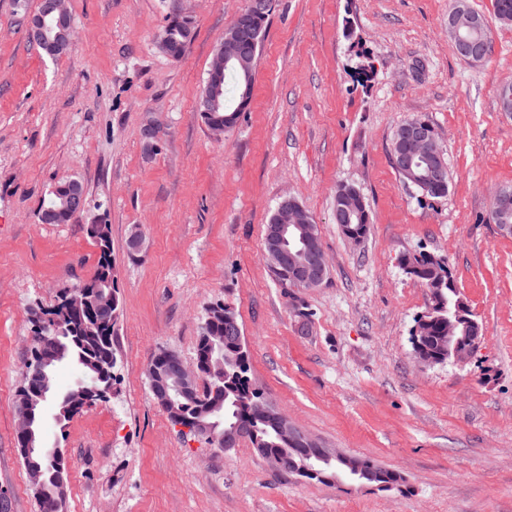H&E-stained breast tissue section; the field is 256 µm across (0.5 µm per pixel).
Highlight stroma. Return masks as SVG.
I'll list each match as a JSON object with an SVG mask.
<instances>
[{
    "instance_id": "obj_1",
    "label": "stroma",
    "mask_w": 512,
    "mask_h": 512,
    "mask_svg": "<svg viewBox=\"0 0 512 512\" xmlns=\"http://www.w3.org/2000/svg\"><path fill=\"white\" fill-rule=\"evenodd\" d=\"M39 0H0V489L38 512L16 447L17 393L32 346L30 309L87 282L111 226L116 379L111 397L66 428L43 406V443L65 449L66 512H512V235L491 219L512 187V26L492 0H467L492 33L486 61L448 36L452 0H277L250 103L215 139L196 114L208 63L245 0H68L73 39L51 59L31 42ZM197 33L181 60L157 39L184 5ZM375 74L361 84L355 50ZM163 123L146 150L140 130ZM423 117L448 160L442 198L402 183L396 128ZM76 179L85 209L67 224L38 212ZM369 205L357 244L334 222L336 188ZM295 197L313 216L330 270L321 287H280L266 226ZM138 259L127 254L133 232ZM445 256L484 330L463 364L420 366L410 342L427 288L401 257ZM237 312L251 377L329 448L400 472L392 490L328 487L271 470L249 442L224 453L182 438L145 366L161 349L193 360L207 308Z\"/></svg>"
}]
</instances>
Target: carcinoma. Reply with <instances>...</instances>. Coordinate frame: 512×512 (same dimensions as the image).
Returning <instances> with one entry per match:
<instances>
[{
    "instance_id": "1",
    "label": "carcinoma",
    "mask_w": 512,
    "mask_h": 512,
    "mask_svg": "<svg viewBox=\"0 0 512 512\" xmlns=\"http://www.w3.org/2000/svg\"><path fill=\"white\" fill-rule=\"evenodd\" d=\"M494 15L504 26L512 25V0H494ZM270 14L253 15L245 25L239 50L246 57L245 65L229 66L223 70L208 68L204 85L197 104V114L209 126L221 123L231 129L238 123L242 112L250 102L255 75V62L259 55ZM196 33V25L176 15L167 24L159 41L166 44L173 60H180ZM70 42L59 41L55 35H46L36 42V47L46 56L56 58L69 48ZM83 189L81 182L71 179L55 187L42 203L38 216L48 217L50 224H67L73 219V211L68 206V194L74 189ZM341 233L350 228L361 235L369 231L368 205L364 194L355 199L350 215L349 226L339 225ZM89 236L99 250V260L94 276L87 282L88 292L96 293L99 286L114 284L112 279V239L110 224L100 220L87 225ZM406 273L417 280L430 292L432 310L417 320L422 328L419 346L429 357H439L448 361V350L439 343L447 335L448 311L461 306H469L467 298L457 288L447 261L438 255L415 252L403 258ZM120 317V300L112 295V310L92 316L77 317L58 304L48 311V320L33 330L34 340L46 336L51 339L44 354L50 358L51 367L63 361L76 365L81 372V380L87 389L99 388L113 379V365L109 359L115 356L113 336ZM238 319L234 308L226 303H217L207 310L205 324L198 338L196 356L206 357L209 352L224 354L223 377L219 378L205 371L204 387L210 391L205 399H185L181 410L187 416H199L205 420H218L215 434L222 435L230 424L241 422L251 430V444L270 456L285 459L284 473L298 479L324 485L352 483L366 484L387 491L403 481L402 475L393 469L383 467L374 460L345 455L332 457L317 463V474L300 472L308 463L295 449L279 441L266 422L252 414V402L263 395L251 378L250 356L247 348L239 347L226 332L229 319ZM50 388L46 393L39 389L40 380L22 378L18 396L30 397L35 402L34 447L17 444L25 469L39 467L48 475L44 497L38 498L40 512H64L68 470L65 452L51 457L40 450L41 407L53 394V371L47 373ZM215 399L221 403L219 413L204 414L206 401Z\"/></svg>"
}]
</instances>
